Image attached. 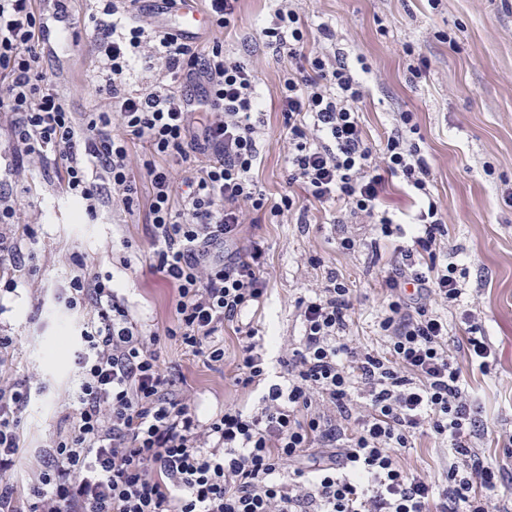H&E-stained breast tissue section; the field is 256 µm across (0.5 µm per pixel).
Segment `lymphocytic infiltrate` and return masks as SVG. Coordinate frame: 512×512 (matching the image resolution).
<instances>
[{
  "mask_svg": "<svg viewBox=\"0 0 512 512\" xmlns=\"http://www.w3.org/2000/svg\"><path fill=\"white\" fill-rule=\"evenodd\" d=\"M294 2L274 0L262 30L264 48L287 61L276 90L287 183L334 207L337 223L364 217L377 238L392 237L386 176L423 193L431 175L413 114L397 113L374 153L361 124L362 81L338 54L304 53ZM102 3L95 48L108 103L78 117L43 75L47 25L36 0H0V110L21 155L53 164L87 214L103 181L125 210L143 211L152 266L177 290L174 323L148 330L109 280L73 276L67 306L91 309L75 359L73 426L28 457L20 424L30 386L12 377L4 354L13 339L0 336V512H491L505 475L477 448L473 398L434 307L461 295L455 264L437 256L448 231L435 203L416 215L412 246L386 272L382 350L347 338L354 302L333 270L297 300L301 336L260 334L251 315L269 299L265 247L244 239L242 226L266 211L300 224L307 215L291 195L270 202L254 177L265 106L255 70L223 43L199 48L158 26L146 0ZM152 57L162 79L132 89L133 67ZM141 143L150 154L137 178L131 154ZM174 163L185 168V191ZM228 331L239 344L233 384L256 400L203 416L184 376L161 368L157 346L174 339L220 365ZM421 431L448 446L444 487L398 460Z\"/></svg>",
  "mask_w": 512,
  "mask_h": 512,
  "instance_id": "1",
  "label": "lymphocytic infiltrate"
}]
</instances>
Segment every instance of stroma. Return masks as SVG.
<instances>
[{
  "label": "stroma",
  "mask_w": 512,
  "mask_h": 512,
  "mask_svg": "<svg viewBox=\"0 0 512 512\" xmlns=\"http://www.w3.org/2000/svg\"><path fill=\"white\" fill-rule=\"evenodd\" d=\"M307 30L306 51L323 50L318 27L336 31V46L359 70L366 87L361 121L375 150H383L395 113L412 111L431 169L430 194L448 234L441 249L455 252L463 289L448 317V347L457 350L465 327L461 313L479 311L495 360L488 371L464 369L475 399V415L484 433L480 447L509 479L498 500L512 498V0H298ZM273 4L239 0L232 25L199 32L195 43L219 40L225 49L244 52L257 44ZM95 0H73L67 24H54L52 53L44 71L67 96L71 111L90 112L103 104L94 79L97 58L92 17ZM428 67L413 74L411 64ZM262 162L256 178L271 200L289 193L282 115L269 106L263 116ZM0 113V193L9 196L15 221L0 223V237L20 242L22 260L0 272V336L14 344L9 360L18 378H29L31 401L21 429L32 448L66 435L63 409L76 384L70 357L86 314L68 309L61 293L80 265L111 279L141 322L162 329L171 325L177 292L150 267L151 227L142 215L128 214L103 188L96 214L64 193L54 171L20 157ZM309 224L288 217H264L243 228L244 236L262 237L267 246L270 300L254 320L267 334L286 340L300 336L295 301L312 296L325 273L336 270L352 290L355 314L348 338L376 350L383 341L376 321L381 310V280L397 247L409 237L383 242L379 252L366 245V224H335L320 207L311 208ZM345 236L362 239L353 251L340 247ZM322 263L312 266L309 256ZM235 337L224 338L223 365L207 366L178 342L160 344L164 366L181 371L210 412L227 403L252 405L249 392L233 386L238 360ZM449 457L443 443L417 434L401 456L405 469L442 484Z\"/></svg>",
  "instance_id": "1"
}]
</instances>
